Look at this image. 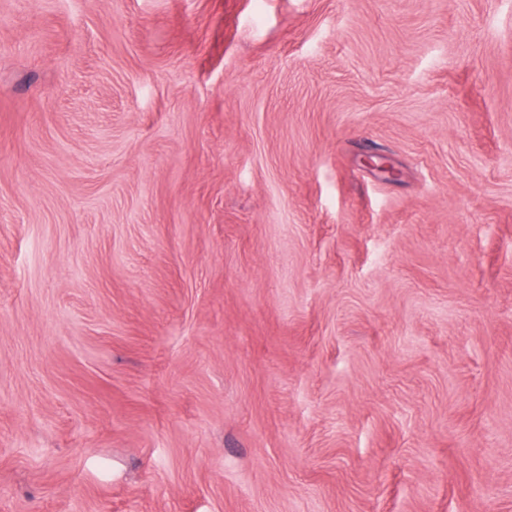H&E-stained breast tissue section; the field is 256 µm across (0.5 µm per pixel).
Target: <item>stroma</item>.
Instances as JSON below:
<instances>
[{"instance_id": "1", "label": "stroma", "mask_w": 512, "mask_h": 512, "mask_svg": "<svg viewBox=\"0 0 512 512\" xmlns=\"http://www.w3.org/2000/svg\"><path fill=\"white\" fill-rule=\"evenodd\" d=\"M0 512H512V0H0Z\"/></svg>"}]
</instances>
